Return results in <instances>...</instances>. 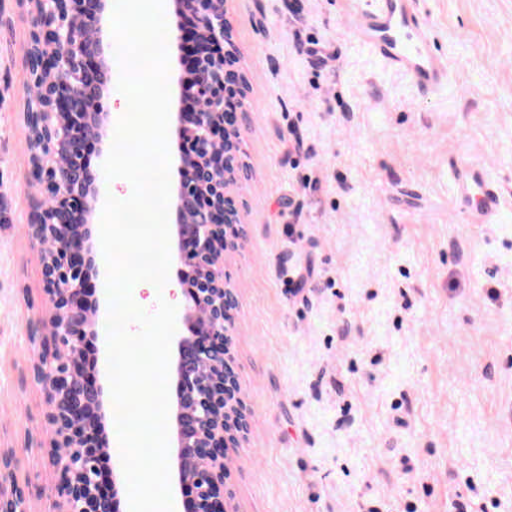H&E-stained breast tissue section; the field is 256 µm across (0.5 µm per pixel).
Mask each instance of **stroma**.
<instances>
[{
    "mask_svg": "<svg viewBox=\"0 0 512 512\" xmlns=\"http://www.w3.org/2000/svg\"><path fill=\"white\" fill-rule=\"evenodd\" d=\"M366 0H225L240 236L224 254L230 363L247 429L231 512H512V0H418L448 58L424 96L356 38ZM31 18L0 0V448L33 512L56 476L30 376L48 317L28 224L43 195L23 121ZM109 122L119 64L106 49ZM483 167L497 223L471 224L452 169Z\"/></svg>",
    "mask_w": 512,
    "mask_h": 512,
    "instance_id": "35a3bbf8",
    "label": "stroma"
}]
</instances>
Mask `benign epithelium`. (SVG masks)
Listing matches in <instances>:
<instances>
[{
  "label": "benign epithelium",
  "mask_w": 512,
  "mask_h": 512,
  "mask_svg": "<svg viewBox=\"0 0 512 512\" xmlns=\"http://www.w3.org/2000/svg\"><path fill=\"white\" fill-rule=\"evenodd\" d=\"M33 18L28 48L37 87L23 112L28 164L47 200L34 199L30 236L49 245L42 252L50 315L42 353L33 366L42 386L50 430L49 463L61 499L58 512H126L119 481L112 496L103 488L99 457L104 391L82 367L84 344L99 336V310L85 297L95 272L94 240L86 215L103 183L86 168L85 146L102 136L108 114L89 109L100 92L95 73L104 67L102 20L105 0H26ZM176 16L188 14L197 28V81L189 93L193 112H179L175 138L190 154H178L174 187L177 258L184 305V333L177 337L174 462L187 512H227L224 448L229 427L242 430L244 415L225 360L226 322L232 290L224 281L226 230L237 223L230 190L240 152L239 132L224 135V86L235 60L224 0H173ZM13 450H0V512H33L20 485Z\"/></svg>",
  "instance_id": "7a95c632"
}]
</instances>
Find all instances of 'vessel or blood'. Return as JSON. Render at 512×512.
Masks as SVG:
<instances>
[{
	"instance_id": "1",
	"label": "vessel or blood",
	"mask_w": 512,
	"mask_h": 512,
	"mask_svg": "<svg viewBox=\"0 0 512 512\" xmlns=\"http://www.w3.org/2000/svg\"><path fill=\"white\" fill-rule=\"evenodd\" d=\"M356 34L392 72L410 76L422 93H434L447 81L448 64L435 53L415 0H371ZM453 190L463 204L480 197L481 207L472 213V222L488 224L498 217L501 197L483 170L456 171Z\"/></svg>"
}]
</instances>
